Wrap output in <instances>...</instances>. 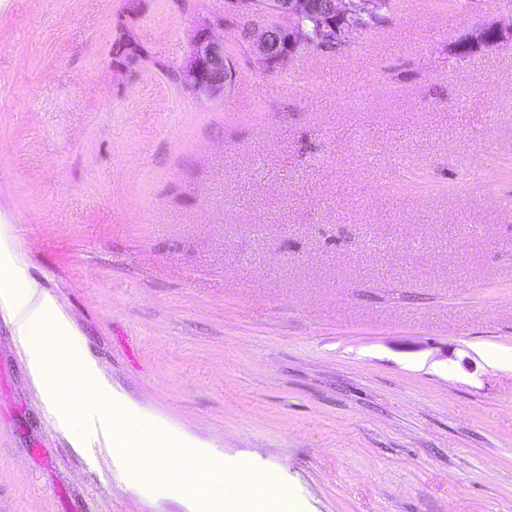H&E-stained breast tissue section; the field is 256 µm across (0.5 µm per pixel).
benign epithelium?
I'll return each instance as SVG.
<instances>
[{"instance_id": "1", "label": "benign epithelium", "mask_w": 512, "mask_h": 512, "mask_svg": "<svg viewBox=\"0 0 512 512\" xmlns=\"http://www.w3.org/2000/svg\"><path fill=\"white\" fill-rule=\"evenodd\" d=\"M230 3L235 9L254 16L251 30L256 33V50L268 69H275L294 56L303 41L298 22L304 15L318 11L316 0H261L259 7L253 0H230ZM346 9L347 0H332L320 25L339 37L344 36L336 25V17ZM493 33L500 42L512 40V28L490 25L477 30L466 43L480 49L490 44L489 36ZM182 75L184 82L198 93L209 98L224 95V90L234 80V69L224 43L206 33L196 35Z\"/></svg>"}]
</instances>
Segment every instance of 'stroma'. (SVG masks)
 <instances>
[{
	"mask_svg": "<svg viewBox=\"0 0 512 512\" xmlns=\"http://www.w3.org/2000/svg\"><path fill=\"white\" fill-rule=\"evenodd\" d=\"M512 0L257 61L228 0H0V231L116 396L283 512H512ZM235 78L182 80L200 29ZM0 306V512H181L47 412ZM493 33L498 35V40L495 43L512 40V28H502L496 25H490L482 29H478L475 34H472L471 37L464 42L477 49H481L484 46L494 44L489 41V36Z\"/></svg>",
	"mask_w": 512,
	"mask_h": 512,
	"instance_id": "35a3bbf8",
	"label": "stroma"
}]
</instances>
